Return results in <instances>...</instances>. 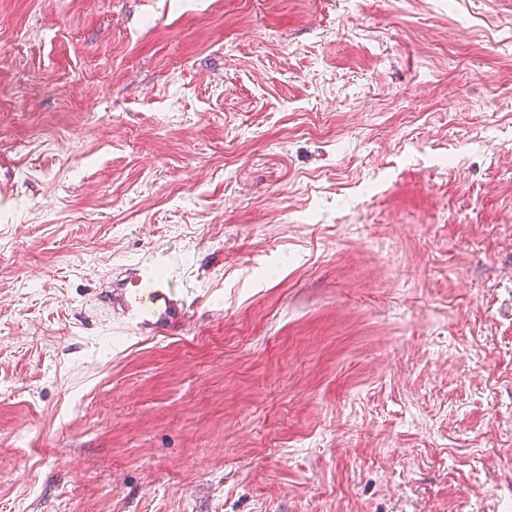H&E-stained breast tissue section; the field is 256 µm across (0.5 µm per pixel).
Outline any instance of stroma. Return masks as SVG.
<instances>
[{
	"instance_id": "obj_1",
	"label": "stroma",
	"mask_w": 512,
	"mask_h": 512,
	"mask_svg": "<svg viewBox=\"0 0 512 512\" xmlns=\"http://www.w3.org/2000/svg\"><path fill=\"white\" fill-rule=\"evenodd\" d=\"M0 512H512V0H0Z\"/></svg>"
}]
</instances>
